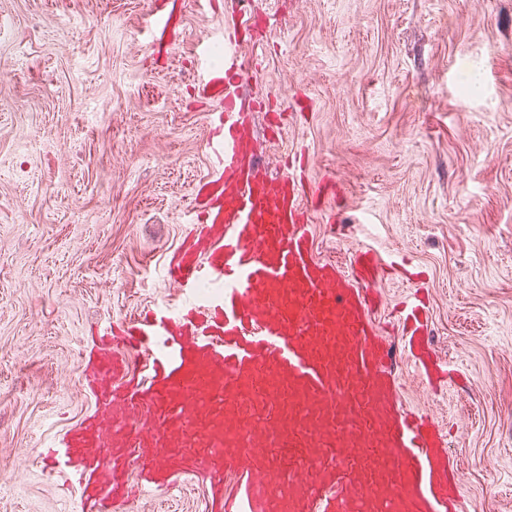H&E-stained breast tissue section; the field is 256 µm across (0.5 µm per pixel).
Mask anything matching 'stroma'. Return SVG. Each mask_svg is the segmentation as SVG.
Segmentation results:
<instances>
[{
    "mask_svg": "<svg viewBox=\"0 0 512 512\" xmlns=\"http://www.w3.org/2000/svg\"><path fill=\"white\" fill-rule=\"evenodd\" d=\"M268 176L303 157L315 253L420 267L452 366L406 406L451 429L463 512H512V0H0V512H67L44 446L91 409L83 336L157 303L224 98L197 59L241 11ZM161 22L149 25L150 12ZM178 476L135 512H206Z\"/></svg>",
    "mask_w": 512,
    "mask_h": 512,
    "instance_id": "obj_1",
    "label": "stroma"
}]
</instances>
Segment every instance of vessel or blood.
<instances>
[{
    "mask_svg": "<svg viewBox=\"0 0 512 512\" xmlns=\"http://www.w3.org/2000/svg\"><path fill=\"white\" fill-rule=\"evenodd\" d=\"M223 59L207 218L166 266L178 303L83 339L94 407L47 446V478L71 485L80 512H130L133 467L147 495L182 474L202 478L210 512H461L450 442L404 405L376 321L384 257L359 249L345 267L315 254L320 196L301 175L262 170L237 104L232 25ZM398 324L415 375L436 393L448 367L431 347L422 288L400 302Z\"/></svg>",
    "mask_w": 512,
    "mask_h": 512,
    "instance_id": "obj_1",
    "label": "vessel or blood"
}]
</instances>
